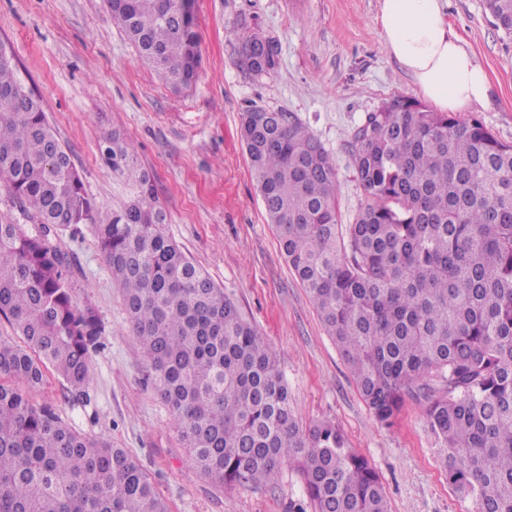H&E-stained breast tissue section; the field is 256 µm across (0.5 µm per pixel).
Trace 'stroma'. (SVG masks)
<instances>
[{
  "label": "stroma",
  "mask_w": 512,
  "mask_h": 512,
  "mask_svg": "<svg viewBox=\"0 0 512 512\" xmlns=\"http://www.w3.org/2000/svg\"><path fill=\"white\" fill-rule=\"evenodd\" d=\"M380 0H194L200 34L197 81L167 85L138 54L106 0H0V42L41 104L99 210L133 193L99 155L120 130L152 175L167 231L276 353L293 414L306 427L333 422L378 472L390 512H476L440 469L425 421L427 392L412 389L392 426L362 400L280 249L239 136L242 112L258 105L295 113L336 163L337 206L351 223L365 204L350 161L353 134L383 99L422 100L410 74L386 50ZM449 24L487 73L488 106L461 112L512 144V39L497 31L482 0H444ZM279 46V65L257 78L238 62L243 35ZM71 257L73 297L95 310L100 349L90 362L91 403H64V381L46 370L34 403H53L77 431L104 436L148 472L169 512H313L293 465L275 485L220 488L196 473L168 408L146 388L122 290L89 225L57 232Z\"/></svg>",
  "instance_id": "1"
}]
</instances>
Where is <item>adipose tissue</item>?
Returning <instances> with one entry per match:
<instances>
[{
	"mask_svg": "<svg viewBox=\"0 0 512 512\" xmlns=\"http://www.w3.org/2000/svg\"><path fill=\"white\" fill-rule=\"evenodd\" d=\"M377 22L387 51L438 109L489 104L487 77L448 25L441 0H380Z\"/></svg>",
	"mask_w": 512,
	"mask_h": 512,
	"instance_id": "adipose-tissue-1",
	"label": "adipose tissue"
}]
</instances>
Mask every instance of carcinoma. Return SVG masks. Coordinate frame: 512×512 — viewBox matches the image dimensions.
<instances>
[{
  "label": "carcinoma",
  "mask_w": 512,
  "mask_h": 512,
  "mask_svg": "<svg viewBox=\"0 0 512 512\" xmlns=\"http://www.w3.org/2000/svg\"><path fill=\"white\" fill-rule=\"evenodd\" d=\"M182 0H107L141 57L172 87L195 83L199 34ZM512 37V0H483ZM278 44L258 33L239 49ZM240 136L288 265L361 397L383 425L437 371L425 414L448 484L476 512H512V144L480 121L400 95L367 113L351 161L367 204L342 228L336 164L290 112L254 105ZM103 161L135 186L102 218L80 173L0 55V176L38 234L0 218V512H169L145 469L108 438L72 429L24 388L52 368L73 406L90 404L103 328L78 306L59 228L93 225L123 290L148 383L169 408L195 469L219 487L275 481L292 463L313 512H390L371 464L336 425L302 428L269 344L165 230L149 172L119 131Z\"/></svg>",
  "instance_id": "cac0c4a2"
}]
</instances>
